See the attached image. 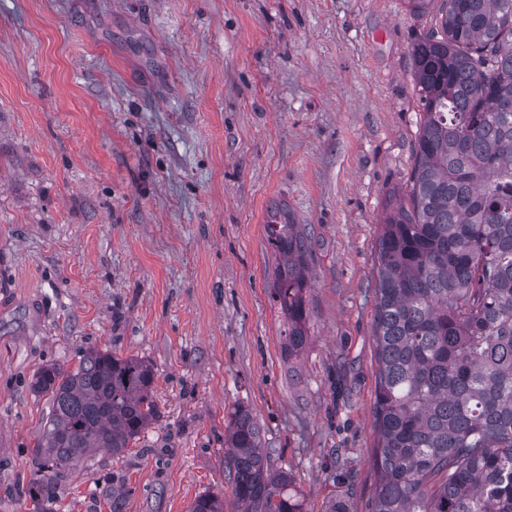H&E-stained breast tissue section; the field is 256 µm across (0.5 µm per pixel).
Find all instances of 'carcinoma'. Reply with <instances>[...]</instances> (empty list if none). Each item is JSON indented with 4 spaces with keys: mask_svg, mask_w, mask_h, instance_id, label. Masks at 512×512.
<instances>
[{
    "mask_svg": "<svg viewBox=\"0 0 512 512\" xmlns=\"http://www.w3.org/2000/svg\"><path fill=\"white\" fill-rule=\"evenodd\" d=\"M412 60L415 164L383 219L373 276L370 512H512V0H443ZM264 234L297 354L311 240L291 222ZM154 377L144 359L94 348L33 375L51 412L25 493L51 504L72 464L138 440L158 418ZM224 447L241 512H303L250 410L229 415ZM188 512H224V498L203 493Z\"/></svg>",
    "mask_w": 512,
    "mask_h": 512,
    "instance_id": "obj_1",
    "label": "carcinoma"
}]
</instances>
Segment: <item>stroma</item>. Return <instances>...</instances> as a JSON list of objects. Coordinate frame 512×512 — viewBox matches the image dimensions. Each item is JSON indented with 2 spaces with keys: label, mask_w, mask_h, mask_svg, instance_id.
<instances>
[{
  "label": "stroma",
  "mask_w": 512,
  "mask_h": 512,
  "mask_svg": "<svg viewBox=\"0 0 512 512\" xmlns=\"http://www.w3.org/2000/svg\"><path fill=\"white\" fill-rule=\"evenodd\" d=\"M403 0H0V512L90 347L151 362L159 419L73 466L51 512H236L250 409L305 512H368L372 271L420 125ZM311 234L310 340L282 348L272 220Z\"/></svg>",
  "instance_id": "obj_1"
}]
</instances>
